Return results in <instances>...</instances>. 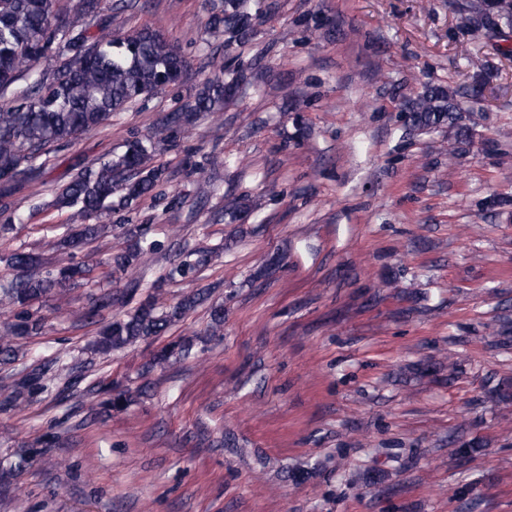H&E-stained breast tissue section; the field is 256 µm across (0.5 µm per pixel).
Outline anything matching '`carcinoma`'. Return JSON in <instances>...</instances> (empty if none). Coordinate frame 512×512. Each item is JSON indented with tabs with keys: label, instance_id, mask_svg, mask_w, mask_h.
Masks as SVG:
<instances>
[{
	"label": "carcinoma",
	"instance_id": "1",
	"mask_svg": "<svg viewBox=\"0 0 512 512\" xmlns=\"http://www.w3.org/2000/svg\"><path fill=\"white\" fill-rule=\"evenodd\" d=\"M480 23L469 27L474 39L488 31L512 30V0H468ZM102 0H75L62 9L57 0H0V198L11 197L23 180L43 167V158L65 147L78 136L105 126L115 114L149 99L164 87L176 84L187 69L178 44L165 33L142 27L112 32V16H101ZM261 3L249 9L246 0H220L212 4L206 25L223 31L232 42L247 43L253 35ZM97 25L99 33L91 32ZM54 61L51 69L35 71L43 58ZM213 76L196 93L194 102L173 112L156 128L155 141H127L117 158L100 159L75 172L62 188L54 190L55 205L70 210V224L57 238L58 266L40 271L41 258L33 252H15L6 259L14 271L0 283V314L14 318L0 328V362L14 361L17 336H40L44 320L30 314L36 300L49 294L64 296L87 282L94 268L71 262L72 250L90 244L107 232L105 224L87 220L102 213L130 208L166 179V168L156 162V143L176 138L200 112H212L232 99L233 91L247 83L238 74L224 82V59L210 61ZM24 85H19V82ZM467 109L443 86H429L404 100L400 113L413 134L446 132L459 146L470 144L473 128ZM124 246L111 257L114 270L124 271L157 250L141 227L122 232ZM224 246H194L182 251L179 261L165 266L156 282L177 283L201 278L213 257ZM200 291L164 307L155 292L130 314L115 318L96 341L101 354L120 351L139 340L163 335L170 326L194 311L206 299ZM110 302L106 294L88 296L83 317L94 320ZM207 336L224 335V307L210 311ZM193 340L182 338L157 352L143 366L148 375L171 358L192 355ZM47 370L27 373L12 384L6 396L9 407H19L25 395L34 397L47 389Z\"/></svg>",
	"mask_w": 512,
	"mask_h": 512
}]
</instances>
